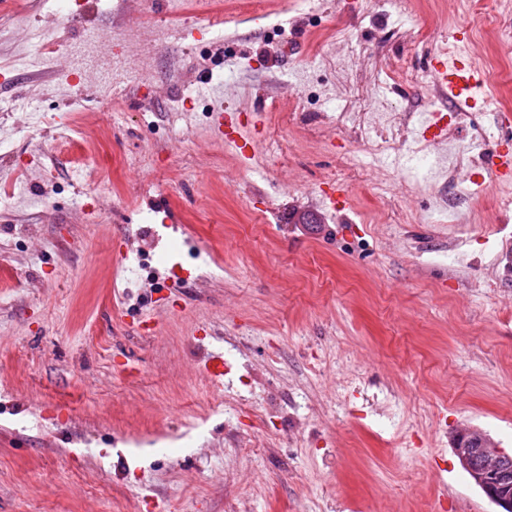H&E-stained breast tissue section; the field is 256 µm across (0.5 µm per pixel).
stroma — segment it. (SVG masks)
<instances>
[{
    "label": "stroma",
    "mask_w": 512,
    "mask_h": 512,
    "mask_svg": "<svg viewBox=\"0 0 512 512\" xmlns=\"http://www.w3.org/2000/svg\"><path fill=\"white\" fill-rule=\"evenodd\" d=\"M239 2L0 0V512H495L453 441L512 454V185L483 172L477 223L431 224L406 153L288 119L425 70L461 15L253 0L266 30L213 26ZM220 106L290 149L244 160Z\"/></svg>",
    "instance_id": "35a3bbf8"
}]
</instances>
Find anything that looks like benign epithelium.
Here are the masks:
<instances>
[{"label": "benign epithelium", "mask_w": 512, "mask_h": 512, "mask_svg": "<svg viewBox=\"0 0 512 512\" xmlns=\"http://www.w3.org/2000/svg\"><path fill=\"white\" fill-rule=\"evenodd\" d=\"M486 438L478 429L469 427L457 431L454 453L471 481L497 507L499 512H512V454L502 451L493 442L473 448L469 440Z\"/></svg>", "instance_id": "1"}]
</instances>
